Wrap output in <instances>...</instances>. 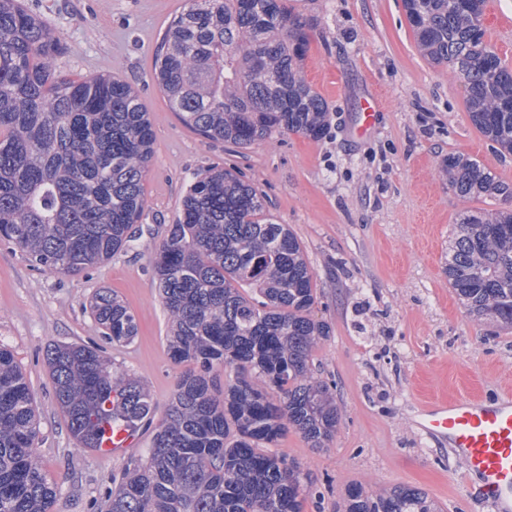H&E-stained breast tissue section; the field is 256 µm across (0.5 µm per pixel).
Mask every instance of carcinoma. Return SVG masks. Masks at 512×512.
I'll return each instance as SVG.
<instances>
[{
	"instance_id": "1",
	"label": "carcinoma",
	"mask_w": 512,
	"mask_h": 512,
	"mask_svg": "<svg viewBox=\"0 0 512 512\" xmlns=\"http://www.w3.org/2000/svg\"><path fill=\"white\" fill-rule=\"evenodd\" d=\"M425 58L465 89L473 126L512 154V66L486 38V0H403ZM310 22L288 0H185L154 59L184 126L249 149L275 134L319 140L329 112L303 78ZM62 44L22 0H0V240L37 268L75 275L112 258L145 207L154 134L132 86L116 76L57 74ZM448 185L465 199L512 204V186L451 154ZM448 285L475 320L512 328V207L454 227ZM170 316V359L188 364L159 421L145 386L92 345L46 350L56 403L77 444L99 449L104 425L154 426L127 463L107 512H305L312 477L272 452L292 428L322 450L336 436V384L314 375L329 336L312 316L314 273L301 241L267 213L259 190L223 166L199 172L154 262ZM91 313L114 344L138 333L108 288ZM224 371V389L213 381ZM33 394L0 345V512H53L58 486L39 454ZM336 512H440L428 494L354 483Z\"/></svg>"
}]
</instances>
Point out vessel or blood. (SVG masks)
Returning <instances> with one entry per match:
<instances>
[{"mask_svg":"<svg viewBox=\"0 0 512 512\" xmlns=\"http://www.w3.org/2000/svg\"><path fill=\"white\" fill-rule=\"evenodd\" d=\"M419 430L453 448L468 474L476 476L482 499L493 512H512V393L495 399L465 398L432 403L420 410ZM132 431L109 428L101 450L115 455L130 448Z\"/></svg>","mask_w":512,"mask_h":512,"instance_id":"obj_1","label":"vessel or blood"}]
</instances>
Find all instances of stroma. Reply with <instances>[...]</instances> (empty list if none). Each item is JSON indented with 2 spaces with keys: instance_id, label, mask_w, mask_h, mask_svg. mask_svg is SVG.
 I'll use <instances>...</instances> for the list:
<instances>
[{
  "instance_id": "1",
  "label": "stroma",
  "mask_w": 512,
  "mask_h": 512,
  "mask_svg": "<svg viewBox=\"0 0 512 512\" xmlns=\"http://www.w3.org/2000/svg\"><path fill=\"white\" fill-rule=\"evenodd\" d=\"M23 3L61 39L57 72L123 78L138 92L155 136L144 212L132 240L110 260L63 276L32 267L0 241V345L13 352L33 394L38 454L59 487L54 512H106L113 477L144 455L153 432L139 429L118 455L78 447L54 400L46 348L103 347L165 413L182 368L170 359V321L152 262L188 186L217 164L239 170L300 239L314 272L313 313L331 328L313 362L316 376L336 383V436L317 452L291 430L277 446L316 481L305 512H336L355 482L373 491L420 488L441 512H489L461 459L414 420L431 398H489L512 388V330L473 320L444 273L459 214L499 206L454 193L449 155L476 158L511 184L512 156L473 127L447 66L421 56L402 0H289L314 25L302 74L325 99L331 123L320 140L284 133L244 151L186 128L154 78L155 53L184 0ZM483 25L512 64V0H488ZM376 94L382 102L375 123L361 130V102ZM103 288L135 315L132 342H106L91 315L89 304Z\"/></svg>"
}]
</instances>
